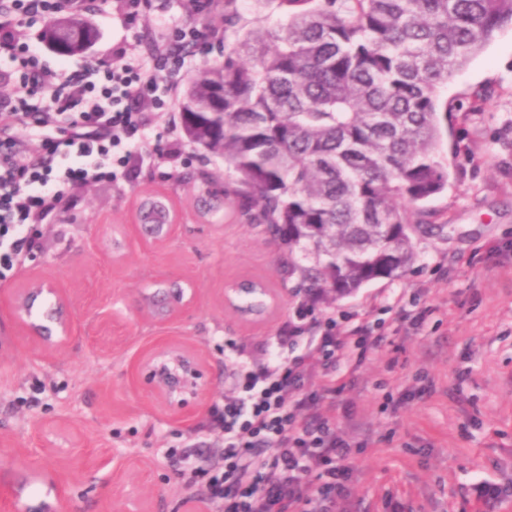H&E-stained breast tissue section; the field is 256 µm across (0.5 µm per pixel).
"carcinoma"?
<instances>
[{
    "instance_id": "1",
    "label": "carcinoma",
    "mask_w": 512,
    "mask_h": 512,
    "mask_svg": "<svg viewBox=\"0 0 512 512\" xmlns=\"http://www.w3.org/2000/svg\"><path fill=\"white\" fill-rule=\"evenodd\" d=\"M285 19L224 44L181 102L196 150L224 159L252 225L288 248L301 308L329 307L404 276L433 232L426 204L448 185L440 89L503 28L512 0H279ZM81 15L42 38L83 52ZM161 197L140 224L171 223ZM260 314L265 285H241Z\"/></svg>"
}]
</instances>
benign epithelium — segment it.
I'll list each match as a JSON object with an SVG mask.
<instances>
[{
	"mask_svg": "<svg viewBox=\"0 0 512 512\" xmlns=\"http://www.w3.org/2000/svg\"><path fill=\"white\" fill-rule=\"evenodd\" d=\"M176 283V279L166 281L170 315L193 306L197 299L195 289L176 288ZM34 293L52 296L57 304H62L55 285L39 280L13 298L12 309L32 335L60 350L71 335L70 315L64 311L55 318L46 314L41 321L33 320L29 298ZM137 370L145 374L151 397L169 406H183L189 399L201 401L207 396V388L202 383V361L197 353L181 343L167 340L156 344L141 357ZM24 491L23 484L14 488L13 512H59L60 497L52 502L42 500L32 504L25 498Z\"/></svg>",
	"mask_w": 512,
	"mask_h": 512,
	"instance_id": "1",
	"label": "benign epithelium"
}]
</instances>
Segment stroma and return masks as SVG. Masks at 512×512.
<instances>
[{
	"label": "stroma",
	"instance_id": "35a3bbf8",
	"mask_svg": "<svg viewBox=\"0 0 512 512\" xmlns=\"http://www.w3.org/2000/svg\"><path fill=\"white\" fill-rule=\"evenodd\" d=\"M224 12L195 13L189 0H155L135 23L88 13L99 36L85 53L46 52L74 70L112 58L122 43L147 41ZM448 105L443 152L448 187L428 202L433 235L402 278L381 279L334 304L381 327L380 350L352 375L334 416L365 441L350 459L344 512H512V29L501 31L440 93ZM222 159L188 142L169 162L87 186L38 246L0 281V512L25 482L32 502L61 489L63 512H195L167 459L193 438L213 404L230 393L224 343L253 356L294 318L297 301L278 262L284 249L253 229ZM227 189L224 208L201 216L203 189ZM148 194L175 213L168 239L146 238L135 212ZM502 250L499 264L483 255ZM173 278L195 288V306L160 322L140 308L144 289ZM55 283L73 320L62 350L28 334L10 310L30 283ZM268 285L262 317L224 300L228 284ZM424 313L422 322L411 315ZM177 340L198 352L208 395L178 409L151 399L138 358Z\"/></svg>",
	"mask_w": 512,
	"mask_h": 512
}]
</instances>
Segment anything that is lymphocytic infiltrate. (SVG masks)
<instances>
[{
    "instance_id": "obj_1",
    "label": "lymphocytic infiltrate",
    "mask_w": 512,
    "mask_h": 512,
    "mask_svg": "<svg viewBox=\"0 0 512 512\" xmlns=\"http://www.w3.org/2000/svg\"><path fill=\"white\" fill-rule=\"evenodd\" d=\"M108 0H0V280L36 245L34 228L55 223L75 203L76 188L117 177L144 162L149 107L170 105L182 46L205 41L194 26L176 38L160 34L150 51L133 43L112 60L80 70L47 64L38 44L21 40L24 27L61 13L86 12ZM45 93L34 108L29 100ZM38 142L31 151L30 142ZM384 338L367 325L342 327L333 317L286 322L256 361L238 349L226 356L232 393L213 406L194 442L168 453L188 498L214 512H342L350 493L354 445L330 414L344 389L337 367L377 351Z\"/></svg>"
}]
</instances>
